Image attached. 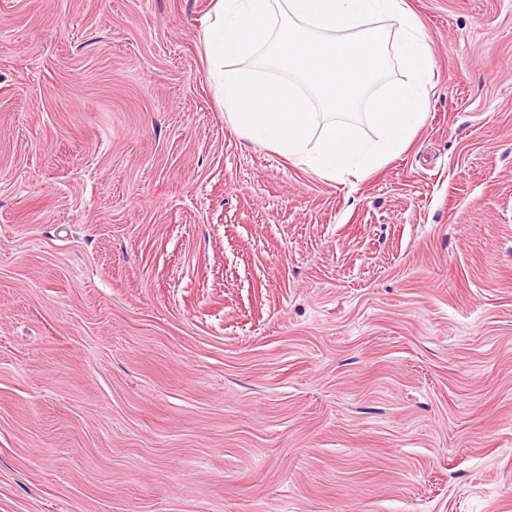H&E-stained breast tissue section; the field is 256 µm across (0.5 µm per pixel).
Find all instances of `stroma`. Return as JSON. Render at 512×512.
<instances>
[{"mask_svg": "<svg viewBox=\"0 0 512 512\" xmlns=\"http://www.w3.org/2000/svg\"><path fill=\"white\" fill-rule=\"evenodd\" d=\"M216 0H0V512H512V0H405L404 152L235 131Z\"/></svg>", "mask_w": 512, "mask_h": 512, "instance_id": "35a3bbf8", "label": "stroma"}]
</instances>
